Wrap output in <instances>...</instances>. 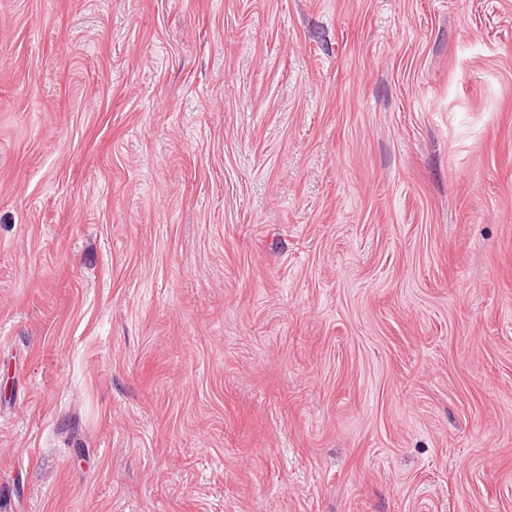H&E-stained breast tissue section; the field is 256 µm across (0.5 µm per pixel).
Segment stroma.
Wrapping results in <instances>:
<instances>
[{"instance_id": "35a3bbf8", "label": "stroma", "mask_w": 512, "mask_h": 512, "mask_svg": "<svg viewBox=\"0 0 512 512\" xmlns=\"http://www.w3.org/2000/svg\"><path fill=\"white\" fill-rule=\"evenodd\" d=\"M0 512H512V0H0Z\"/></svg>"}]
</instances>
